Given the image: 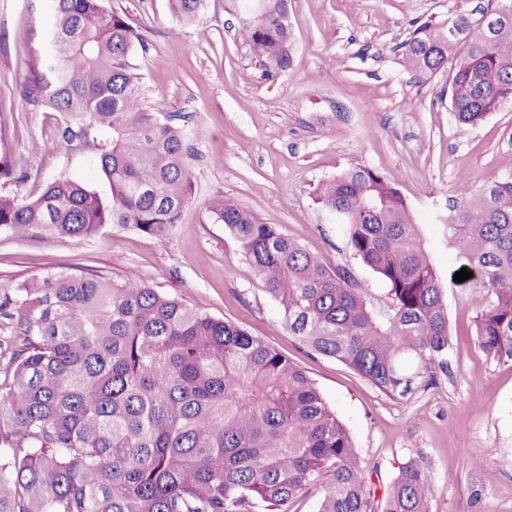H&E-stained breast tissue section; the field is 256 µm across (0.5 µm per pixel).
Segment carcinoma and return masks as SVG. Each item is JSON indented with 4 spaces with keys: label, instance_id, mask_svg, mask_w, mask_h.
I'll return each instance as SVG.
<instances>
[{
    "label": "carcinoma",
    "instance_id": "1",
    "mask_svg": "<svg viewBox=\"0 0 512 512\" xmlns=\"http://www.w3.org/2000/svg\"><path fill=\"white\" fill-rule=\"evenodd\" d=\"M512 0H490L484 26L426 21L402 44L408 66L448 69L456 120L477 124L512 105ZM237 36L267 78L291 66L288 0H228ZM199 21L204 0H170ZM143 36L103 0H54L53 21L24 86L59 112L57 145L90 133L102 197L61 176L32 199L0 193V238H84L108 224L166 238L192 200L186 116L145 109L129 54ZM29 173L0 161V178ZM448 212L459 268L484 302L480 349L512 361V172L461 186ZM352 255L388 286L386 308L342 267L218 196L211 212L238 239L250 277L279 306L288 334L380 391L404 395L448 369V308L403 198L383 175L349 168L316 189ZM24 311L0 340V512H258L322 489L318 512H375L353 440L306 372L245 328L129 278L50 272L0 290V315ZM433 480L411 459L381 512H428Z\"/></svg>",
    "mask_w": 512,
    "mask_h": 512
}]
</instances>
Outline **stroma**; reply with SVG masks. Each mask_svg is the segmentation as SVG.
Here are the masks:
<instances>
[{
    "mask_svg": "<svg viewBox=\"0 0 512 512\" xmlns=\"http://www.w3.org/2000/svg\"><path fill=\"white\" fill-rule=\"evenodd\" d=\"M487 0H288L290 70L263 76L237 37L225 0H205L200 26L169 0H105L147 43L131 61L144 105L189 116L195 199L157 239L107 225L83 239H0V286L56 270L133 276L211 316L235 322L303 368L348 429L368 483L383 498L402 464L420 457L433 477L429 512H512V362L488 358L474 317L483 294L454 280L458 258L441 217L465 183L481 190L512 169V107L475 125L457 122L448 74L422 76L400 46L422 22L478 17ZM52 0H0V158L31 177L35 197L68 176L106 193L83 146L55 147L59 113L23 95ZM356 165L379 170L407 202L448 307V370L390 396L335 358L289 336L275 301L246 273L234 234L209 210L224 196L277 225L329 265L347 267L383 307L387 287L356 259L317 186Z\"/></svg>",
    "mask_w": 512,
    "mask_h": 512,
    "instance_id": "1",
    "label": "stroma"
}]
</instances>
